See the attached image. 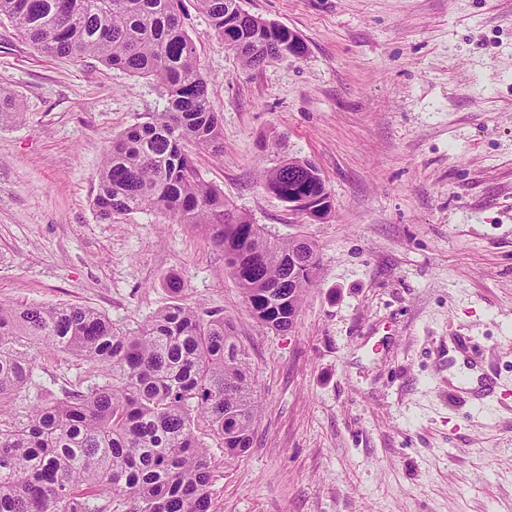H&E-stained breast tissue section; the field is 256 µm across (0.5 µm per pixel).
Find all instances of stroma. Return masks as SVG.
Listing matches in <instances>:
<instances>
[{"mask_svg":"<svg viewBox=\"0 0 512 512\" xmlns=\"http://www.w3.org/2000/svg\"><path fill=\"white\" fill-rule=\"evenodd\" d=\"M305 51L243 66L195 0L184 27L224 123L201 177L319 267L292 332L262 327L202 231L92 208L112 139L164 105L152 79L51 56L0 21V300L92 307L134 329L181 302L232 319L259 413L212 448L218 512H512V408L448 391L470 336L512 390V0H242ZM319 167L331 207L293 210L260 173ZM186 290L174 294L170 281ZM31 399L86 375L40 353Z\"/></svg>","mask_w":512,"mask_h":512,"instance_id":"obj_1","label":"stroma"}]
</instances>
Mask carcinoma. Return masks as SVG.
I'll return each instance as SVG.
<instances>
[{
    "label": "carcinoma",
    "mask_w": 512,
    "mask_h": 512,
    "mask_svg": "<svg viewBox=\"0 0 512 512\" xmlns=\"http://www.w3.org/2000/svg\"><path fill=\"white\" fill-rule=\"evenodd\" d=\"M181 0H0V19L38 51L93 57L157 82L166 106L112 139L93 208L102 220L152 210L202 230L224 253L252 316L288 331L318 267L306 239L279 240L201 179L190 148L224 153ZM214 35L247 67L288 53V29L243 14L238 0H196ZM0 89V118L19 121ZM288 161L263 171L283 201ZM43 348L88 363L95 381L17 405ZM257 394L233 322L177 303L135 330L87 307L0 301V512H216L205 428L224 453L253 443Z\"/></svg>",
    "instance_id": "obj_1"
}]
</instances>
